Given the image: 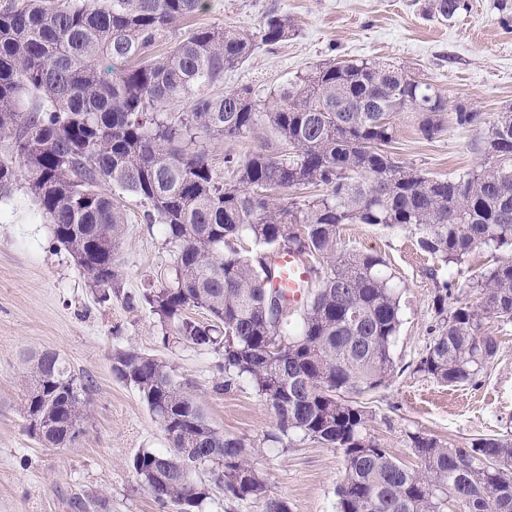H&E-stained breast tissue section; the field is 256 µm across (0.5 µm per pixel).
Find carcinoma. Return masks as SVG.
I'll use <instances>...</instances> for the list:
<instances>
[{
	"mask_svg": "<svg viewBox=\"0 0 512 512\" xmlns=\"http://www.w3.org/2000/svg\"><path fill=\"white\" fill-rule=\"evenodd\" d=\"M210 0H0V192L24 181L82 274L112 292L125 234L115 186L146 205L172 245L165 285L144 288L143 306L162 341L221 356L224 387L240 379L274 410L270 442L302 436L339 450L336 512H512V438H475L463 447L408 434L420 467L411 471L368 433L369 413L353 396L394 373L401 324L398 287L375 253H337L343 224L400 226L434 261L452 267L477 249L512 251V109L489 123L456 108L476 132L479 161L448 178L398 162L393 121L415 112L427 140L442 131L446 99L393 64L329 61L295 76L269 101L249 86L213 88L259 46L294 30L271 5L254 27L184 20ZM468 0H429L426 12L452 21ZM167 49L160 55L154 49ZM267 127L279 144L217 164L210 146ZM229 177H224V174ZM256 251L244 255L237 243ZM282 249L309 265L301 306L274 287ZM448 281L433 306L438 330L418 371L458 387L498 351L484 328L512 322V261L470 284L475 303L448 305ZM26 429L63 448L89 420L90 385L60 354L27 359ZM112 374L134 386L158 420L168 449H143L129 468L159 507L201 512L217 490L236 502L267 492L255 446L215 428L173 378L169 361L136 349L112 354ZM194 469L186 483L182 470Z\"/></svg>",
	"mask_w": 512,
	"mask_h": 512,
	"instance_id": "carcinoma-1",
	"label": "carcinoma"
}]
</instances>
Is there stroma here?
<instances>
[{
    "label": "stroma",
    "instance_id": "1",
    "mask_svg": "<svg viewBox=\"0 0 512 512\" xmlns=\"http://www.w3.org/2000/svg\"><path fill=\"white\" fill-rule=\"evenodd\" d=\"M272 3L293 20L292 35L226 72L225 90L247 84L263 100L297 73L332 60L403 66L444 96L449 110L430 141L419 134L415 113H396L392 151L401 163L441 178L478 161L473 133L455 122L456 106L489 121L512 107V26L502 25L494 0H469L468 11L451 22L429 17L425 0H213L193 23L252 26ZM125 205L128 224L115 255L120 279L102 303L23 185L0 194L6 215L0 220V512H160L129 468L139 450L167 447L136 390L112 375L113 352L129 346L168 359L215 428L257 446L268 495L287 500L291 512H335L344 472L338 450L300 438L285 448L266 441L275 415L248 382L216 390L218 354L164 346L149 311L128 307L127 296L161 284L169 246L142 204L129 197ZM338 247L381 255L401 290L394 375L358 397L372 416L371 434L412 469L418 466L407 446L412 433L458 446L491 435L512 438V323L490 322L498 352L472 384L448 387L417 370L436 325L438 286L451 282V301L475 300L471 283L497 253L474 252L452 275L420 251L410 230L369 224L344 225ZM45 350L59 353L91 384V420L66 448L30 437L21 412L23 357Z\"/></svg>",
    "mask_w": 512,
    "mask_h": 512
}]
</instances>
